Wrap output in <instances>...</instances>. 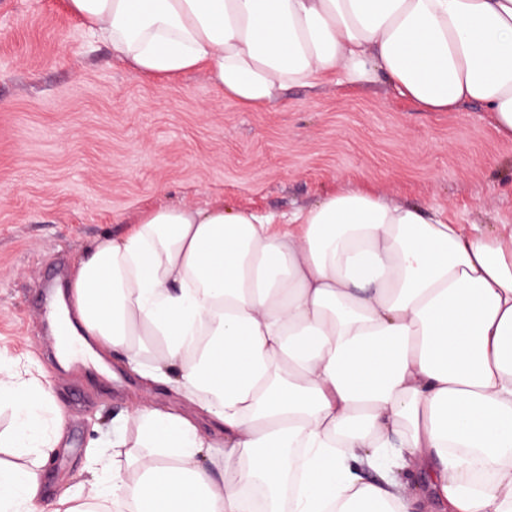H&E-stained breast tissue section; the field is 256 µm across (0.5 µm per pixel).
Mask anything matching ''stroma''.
<instances>
[{
    "label": "stroma",
    "instance_id": "1",
    "mask_svg": "<svg viewBox=\"0 0 512 512\" xmlns=\"http://www.w3.org/2000/svg\"><path fill=\"white\" fill-rule=\"evenodd\" d=\"M366 186L457 224H512V141L486 112H425L385 82L289 88L263 110L226 98L202 72L159 80L95 41L65 0H0V350L19 357L67 413L41 469L42 512L89 482L87 450L145 392L118 354L61 364L43 285L144 210L216 201L258 212Z\"/></svg>",
    "mask_w": 512,
    "mask_h": 512
}]
</instances>
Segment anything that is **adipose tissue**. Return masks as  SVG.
Segmentation results:
<instances>
[{
	"instance_id": "adipose-tissue-1",
	"label": "adipose tissue",
	"mask_w": 512,
	"mask_h": 512,
	"mask_svg": "<svg viewBox=\"0 0 512 512\" xmlns=\"http://www.w3.org/2000/svg\"><path fill=\"white\" fill-rule=\"evenodd\" d=\"M138 74L207 70L254 109L329 79L428 112L477 104L512 140V0H66ZM68 328L210 416L137 406L142 455L90 460L65 512H512V224L339 189L285 215L221 202L140 213L73 264ZM11 447L47 462L65 414L0 351ZM224 463L216 481L199 459ZM366 470L379 472L364 480ZM423 475L431 500L411 477ZM38 471L0 466V512Z\"/></svg>"
}]
</instances>
